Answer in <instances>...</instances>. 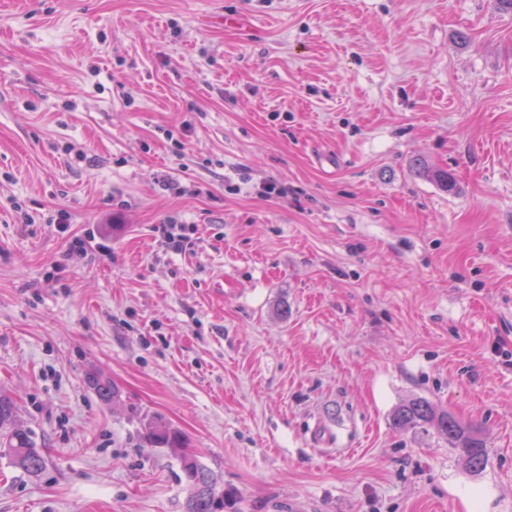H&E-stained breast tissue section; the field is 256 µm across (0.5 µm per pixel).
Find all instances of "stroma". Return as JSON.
Wrapping results in <instances>:
<instances>
[{
	"label": "stroma",
	"mask_w": 512,
	"mask_h": 512,
	"mask_svg": "<svg viewBox=\"0 0 512 512\" xmlns=\"http://www.w3.org/2000/svg\"><path fill=\"white\" fill-rule=\"evenodd\" d=\"M1 392L45 466L0 457V512H184L152 420L224 512H512V13L0 0ZM186 226L184 224H157L155 233L162 243L174 252L182 251L189 238L185 234ZM396 429L432 427L465 458L471 472H479L487 462L488 451L473 431L446 411L437 410L429 401L417 398L398 407L392 417ZM145 430L147 442L167 448L179 461L180 480L188 490L185 512H218L220 507L223 508L220 512H224V504L229 498L224 485L196 456L189 457L183 434L160 422L149 423Z\"/></svg>",
	"instance_id": "obj_1"
}]
</instances>
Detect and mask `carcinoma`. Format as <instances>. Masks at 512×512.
<instances>
[{
  "instance_id": "obj_1",
  "label": "carcinoma",
  "mask_w": 512,
  "mask_h": 512,
  "mask_svg": "<svg viewBox=\"0 0 512 512\" xmlns=\"http://www.w3.org/2000/svg\"><path fill=\"white\" fill-rule=\"evenodd\" d=\"M423 171L442 189L448 192L454 189V177L447 170L425 166ZM89 384L102 400L113 401L119 396L114 384L98 373L89 376ZM14 409L12 398L0 394V456L8 457L13 466L35 475L43 469L45 459L28 431L16 423ZM392 424L396 429L434 428L451 447L460 451L474 473L481 471L487 462L488 451L482 440L453 415L437 410L425 399L417 398L398 407ZM144 438L152 445L168 449L178 459L180 480L188 490L185 512H218L229 495L196 456L188 455L183 434L163 423L151 422Z\"/></svg>"
}]
</instances>
